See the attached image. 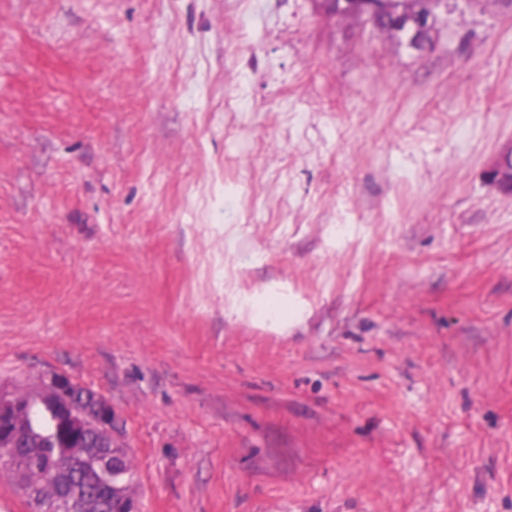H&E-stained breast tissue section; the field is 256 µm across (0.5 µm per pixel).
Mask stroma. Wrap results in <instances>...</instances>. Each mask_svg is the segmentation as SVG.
<instances>
[{"mask_svg": "<svg viewBox=\"0 0 512 512\" xmlns=\"http://www.w3.org/2000/svg\"><path fill=\"white\" fill-rule=\"evenodd\" d=\"M512 10L0 0V387L106 399L138 512H512ZM369 6L380 13V26L376 30L382 34H387L396 38L400 43H403L407 48L414 50L413 45L405 39L410 38L408 31L403 27H397L391 23L383 21L384 17L391 18L392 16H414L423 11L426 7L425 0H366ZM416 52V51H415Z\"/></svg>", "mask_w": 512, "mask_h": 512, "instance_id": "35a3bbf8", "label": "stroma"}]
</instances>
